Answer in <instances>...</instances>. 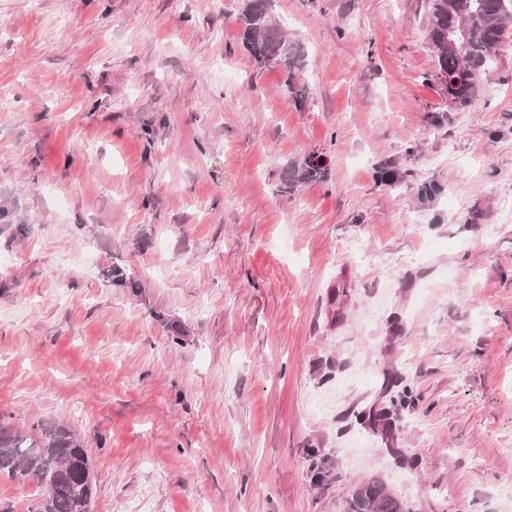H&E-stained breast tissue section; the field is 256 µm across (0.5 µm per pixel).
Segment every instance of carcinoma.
<instances>
[{
  "label": "carcinoma",
  "instance_id": "obj_1",
  "mask_svg": "<svg viewBox=\"0 0 512 512\" xmlns=\"http://www.w3.org/2000/svg\"><path fill=\"white\" fill-rule=\"evenodd\" d=\"M467 24L463 45L453 47L456 17ZM244 47L260 65H280L287 73L284 91L292 99L303 101L297 88L295 67L298 45L289 40L271 16L270 0H246L240 14ZM512 0H428L425 34L433 49L448 98L460 105L473 95L479 78L493 62L505 40L512 36ZM322 160L310 157L285 172L281 192L286 193L305 182L325 177ZM20 481L32 480L41 488L40 497L29 512H80L90 508L92 465L88 448L67 424L41 420L28 435L0 421V476ZM347 512H407L403 500L375 481L352 490Z\"/></svg>",
  "mask_w": 512,
  "mask_h": 512
}]
</instances>
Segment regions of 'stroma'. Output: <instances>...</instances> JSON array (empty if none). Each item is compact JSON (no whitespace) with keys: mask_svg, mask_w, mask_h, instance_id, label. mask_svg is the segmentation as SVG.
<instances>
[{"mask_svg":"<svg viewBox=\"0 0 512 512\" xmlns=\"http://www.w3.org/2000/svg\"><path fill=\"white\" fill-rule=\"evenodd\" d=\"M243 6L0 0V416L91 512H512V42L461 108L427 0H273L297 105ZM271 0H246L240 14L241 39L244 47L260 65H280L287 73L284 91L292 99L303 101L302 89L297 88L295 67L299 57L298 45L290 41L271 16ZM326 169L322 160H314V156L304 160L297 168L286 171L282 177L280 191L288 193L298 187L299 184L305 182L319 181L325 177ZM33 431L0 419V476L32 480L42 489L28 512H90L92 465L84 442L53 419L37 422ZM403 500L388 492L375 481L366 482L352 490L346 512H409Z\"/></svg>","mask_w":512,"mask_h":512,"instance_id":"stroma-1","label":"stroma"}]
</instances>
